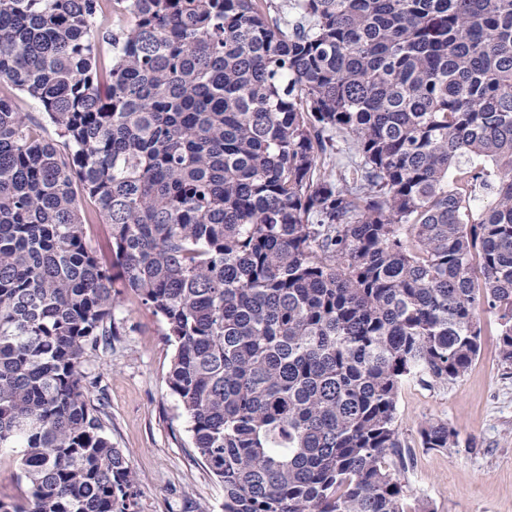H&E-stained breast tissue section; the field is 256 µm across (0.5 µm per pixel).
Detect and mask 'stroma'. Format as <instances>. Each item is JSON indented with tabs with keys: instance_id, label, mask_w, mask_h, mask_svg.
Wrapping results in <instances>:
<instances>
[{
	"instance_id": "1",
	"label": "stroma",
	"mask_w": 512,
	"mask_h": 512,
	"mask_svg": "<svg viewBox=\"0 0 512 512\" xmlns=\"http://www.w3.org/2000/svg\"><path fill=\"white\" fill-rule=\"evenodd\" d=\"M479 357L449 384L409 382L397 402L406 450L398 478L408 507L434 512H512V366L499 353L497 317L481 312ZM112 348L87 357L100 377L90 399L103 429L139 478L138 512H224V485L193 452L188 422L167 376L175 348L165 324L133 292L112 311ZM442 420L451 448L422 447L419 430Z\"/></svg>"
}]
</instances>
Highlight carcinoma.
I'll list each match as a JSON object with an SVG mask.
<instances>
[{"instance_id": "cac0c4a2", "label": "carcinoma", "mask_w": 512, "mask_h": 512, "mask_svg": "<svg viewBox=\"0 0 512 512\" xmlns=\"http://www.w3.org/2000/svg\"><path fill=\"white\" fill-rule=\"evenodd\" d=\"M118 281L224 512H410L400 387L460 378L483 310L512 365V0H0V512H137L82 371ZM27 495V484L14 456L10 453L0 457V497L20 499Z\"/></svg>"}]
</instances>
